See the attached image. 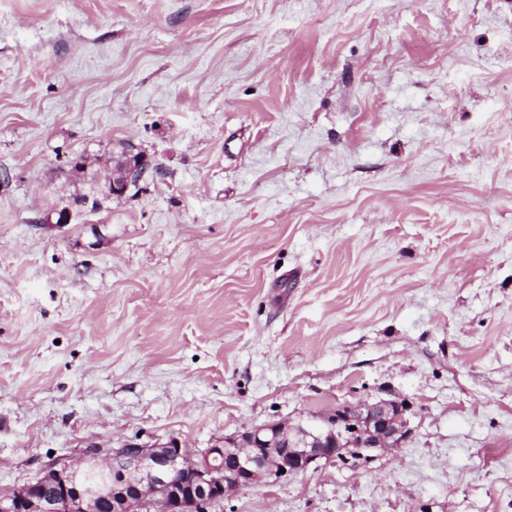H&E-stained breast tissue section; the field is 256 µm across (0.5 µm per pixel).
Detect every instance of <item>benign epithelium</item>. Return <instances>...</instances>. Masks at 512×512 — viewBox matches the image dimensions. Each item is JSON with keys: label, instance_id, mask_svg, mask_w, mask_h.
Wrapping results in <instances>:
<instances>
[{"label": "benign epithelium", "instance_id": "1", "mask_svg": "<svg viewBox=\"0 0 512 512\" xmlns=\"http://www.w3.org/2000/svg\"><path fill=\"white\" fill-rule=\"evenodd\" d=\"M144 164L128 156L112 194L127 190L129 173ZM410 407L398 398L365 400L306 424L269 423L226 437L197 453L171 439L151 446L123 444L100 464L109 481L92 489L79 465H52L34 481L0 497V512H208L232 490L283 483L324 460H368L399 447L411 432Z\"/></svg>", "mask_w": 512, "mask_h": 512}]
</instances>
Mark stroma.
<instances>
[{"label":"stroma","instance_id":"obj_1","mask_svg":"<svg viewBox=\"0 0 512 512\" xmlns=\"http://www.w3.org/2000/svg\"><path fill=\"white\" fill-rule=\"evenodd\" d=\"M394 396L210 512H512V0H0V496Z\"/></svg>","mask_w":512,"mask_h":512}]
</instances>
